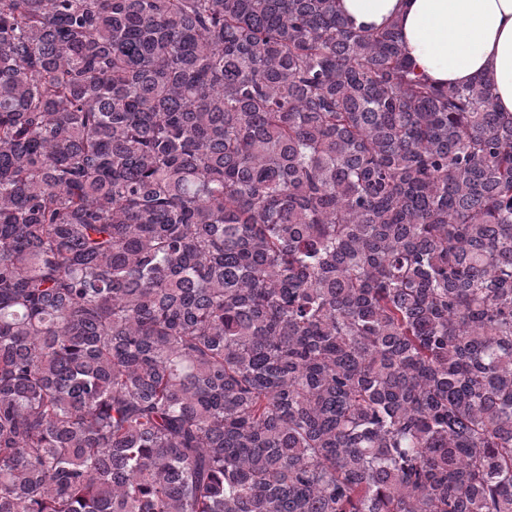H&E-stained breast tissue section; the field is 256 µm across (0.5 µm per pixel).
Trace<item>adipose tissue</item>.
Listing matches in <instances>:
<instances>
[{
  "mask_svg": "<svg viewBox=\"0 0 512 512\" xmlns=\"http://www.w3.org/2000/svg\"><path fill=\"white\" fill-rule=\"evenodd\" d=\"M354 28L395 25L416 73L444 86L489 78L512 113V0H338Z\"/></svg>",
  "mask_w": 512,
  "mask_h": 512,
  "instance_id": "obj_1",
  "label": "adipose tissue"
}]
</instances>
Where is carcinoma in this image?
Here are the masks:
<instances>
[{"label":"carcinoma","instance_id":"obj_1","mask_svg":"<svg viewBox=\"0 0 512 512\" xmlns=\"http://www.w3.org/2000/svg\"><path fill=\"white\" fill-rule=\"evenodd\" d=\"M0 512H512V113L337 0H0Z\"/></svg>","mask_w":512,"mask_h":512}]
</instances>
